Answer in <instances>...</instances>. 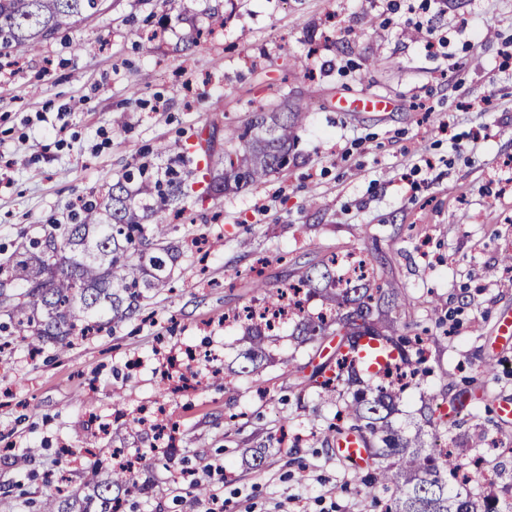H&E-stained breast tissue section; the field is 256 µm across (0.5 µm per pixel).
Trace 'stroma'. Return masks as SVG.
<instances>
[{"mask_svg":"<svg viewBox=\"0 0 512 512\" xmlns=\"http://www.w3.org/2000/svg\"><path fill=\"white\" fill-rule=\"evenodd\" d=\"M284 103L307 108L287 170L150 216L181 256L143 315L37 354L9 337L0 512L84 494L121 457L135 512H205L184 470L224 512H377L365 470L332 447L343 397L309 381L338 337L302 342L287 322L270 361L240 371L235 315L266 299L255 278L277 288L333 253L381 262L410 298L396 334L426 340L429 373L393 425L426 448L487 449L496 480L469 490L512 512V424L494 408L512 396V343L492 333L512 311V0H102L0 58V260L159 146L177 157L193 132ZM464 390L459 423L439 426Z\"/></svg>","mask_w":512,"mask_h":512,"instance_id":"1","label":"stroma"}]
</instances>
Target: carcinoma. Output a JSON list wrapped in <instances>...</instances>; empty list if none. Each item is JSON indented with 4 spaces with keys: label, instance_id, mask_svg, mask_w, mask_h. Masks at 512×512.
<instances>
[{
    "label": "carcinoma",
    "instance_id": "cac0c4a2",
    "mask_svg": "<svg viewBox=\"0 0 512 512\" xmlns=\"http://www.w3.org/2000/svg\"><path fill=\"white\" fill-rule=\"evenodd\" d=\"M99 6L100 0H0V51L29 53L62 27L94 16ZM304 115L300 106L290 111L277 106L251 113L242 129L226 127L224 168L218 169L219 161L207 149L204 166L196 168L190 183L171 167L162 178L146 163L125 170L103 200L84 203L66 224L42 225L38 235L23 238L0 262V308L8 309L19 330L30 334L35 351L47 341L66 347L80 323L116 327L134 317L149 293L168 285L169 266L176 261L168 242L174 226L146 224L148 213L156 207L178 206L193 193L203 199L259 185L271 173L283 171ZM336 259L329 257L319 274L304 273L285 289L273 292L262 280L256 287L270 301L284 298L294 286L307 289L309 295L333 294L337 310L330 317L302 316L296 327L299 335L310 338L340 336L335 369L329 377L319 371L316 384L323 389L336 386L351 395L336 411L334 430L347 428L369 445L378 473L366 481L364 495L381 512H497L494 505H481L462 492L465 464L455 449L427 452L390 427L397 393L383 382V372L371 375L375 385L362 384L344 347L360 336L381 337L397 352L391 365L411 366L406 342L382 330L385 309L410 301L400 289L373 284L365 275L346 288L336 287ZM248 335L250 347L243 358L255 371L264 358L265 328L250 326ZM132 469L128 464L112 470L81 497L48 494L42 512H123L112 491L129 483Z\"/></svg>",
    "mask_w": 512,
    "mask_h": 512
}]
</instances>
